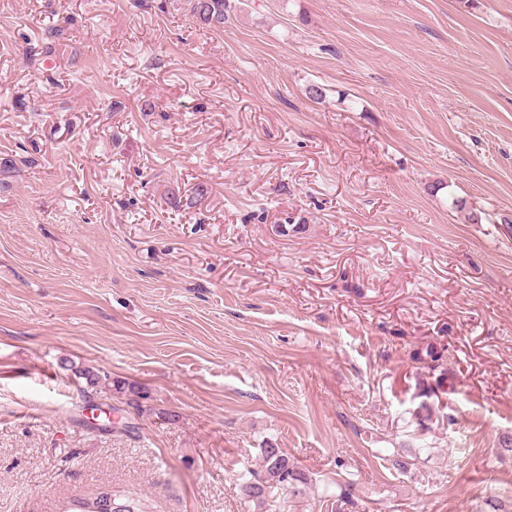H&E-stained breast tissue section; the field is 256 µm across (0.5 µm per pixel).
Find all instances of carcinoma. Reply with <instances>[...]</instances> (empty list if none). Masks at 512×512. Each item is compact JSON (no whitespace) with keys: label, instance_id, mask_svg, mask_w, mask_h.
Listing matches in <instances>:
<instances>
[{"label":"carcinoma","instance_id":"carcinoma-1","mask_svg":"<svg viewBox=\"0 0 512 512\" xmlns=\"http://www.w3.org/2000/svg\"><path fill=\"white\" fill-rule=\"evenodd\" d=\"M193 16L203 24L224 26L232 8V0H187ZM308 484L307 476L301 472L288 454L281 448L268 446L262 449V473L252 482L241 486L243 499L262 508L274 493H301Z\"/></svg>","mask_w":512,"mask_h":512}]
</instances>
